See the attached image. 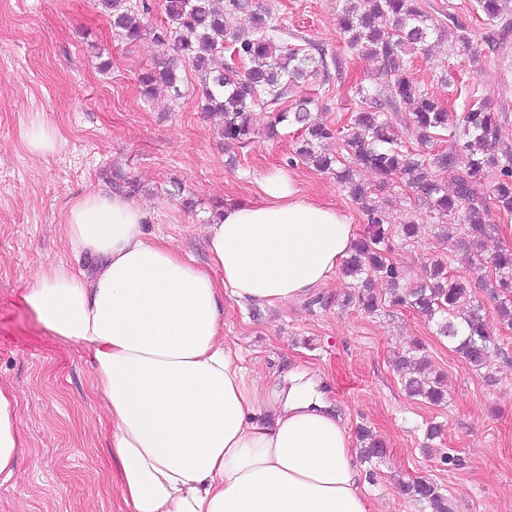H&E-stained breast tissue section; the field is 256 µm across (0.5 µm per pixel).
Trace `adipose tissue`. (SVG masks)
Returning <instances> with one entry per match:
<instances>
[{
  "label": "adipose tissue",
  "mask_w": 512,
  "mask_h": 512,
  "mask_svg": "<svg viewBox=\"0 0 512 512\" xmlns=\"http://www.w3.org/2000/svg\"><path fill=\"white\" fill-rule=\"evenodd\" d=\"M145 220L119 194L76 199L63 231L94 266H50L25 296L55 336L92 353L129 512H371L319 377L292 372L286 387L260 389L224 342L225 295L304 299L353 245L350 217L269 174L258 199L226 204L207 225L204 268L147 238ZM20 448L15 397L0 387V481L14 478Z\"/></svg>",
  "instance_id": "1"
}]
</instances>
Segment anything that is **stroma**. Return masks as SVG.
Segmentation results:
<instances>
[{"instance_id": "stroma-1", "label": "stroma", "mask_w": 512, "mask_h": 512, "mask_svg": "<svg viewBox=\"0 0 512 512\" xmlns=\"http://www.w3.org/2000/svg\"><path fill=\"white\" fill-rule=\"evenodd\" d=\"M285 30L289 46L342 56L343 77L318 73L292 84L282 108L315 101L312 115L337 128L329 153L347 159L344 139L360 107L356 82L373 79V58L347 48L338 27L343 0H261ZM434 24L455 20L471 50L450 40L416 55L412 73L435 99L463 100L468 92L501 110L500 135L512 142V42L503 54L485 42L490 26L476 0H417ZM174 60L181 95L158 88L140 94L138 77ZM202 78L169 47L131 42L112 27L97 0H0V386L16 397L24 442L16 480L0 484V512H126L112 476L111 427L92 388V357L79 344L54 336L24 297L38 272L60 262L88 268L93 258L75 253L61 224L69 205L88 192L115 193L136 186L130 201L147 215L144 228L199 266L208 262L205 227L226 202L256 199L259 181L279 172L312 200L344 211L366 235V215L335 175L296 160V127L266 135L271 111L252 110L254 135L226 143L219 116L202 109ZM59 133L53 154H30L24 134L35 118ZM385 221L390 256L410 279L441 261L460 272L455 239L414 189L392 180ZM420 229L400 235L403 224ZM359 283L335 272L312 296L276 307L224 300V339L248 381L262 388L288 382L300 370L322 377V388L349 430L364 427L381 440L386 456L360 461L361 490L371 512H430L402 495L398 482L424 477L447 497L452 512H512V328L501 325L497 302L475 289L490 321L496 350L475 368L453 352L434 326L407 307L376 313L346 304ZM421 345L431 374L443 376L445 402L410 397L395 361ZM444 427L426 439L428 423Z\"/></svg>"}]
</instances>
